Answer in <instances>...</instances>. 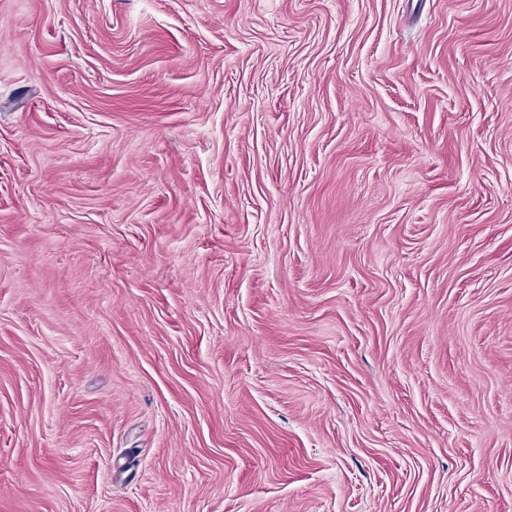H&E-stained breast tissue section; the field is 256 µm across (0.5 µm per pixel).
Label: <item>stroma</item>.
I'll list each match as a JSON object with an SVG mask.
<instances>
[{
    "mask_svg": "<svg viewBox=\"0 0 512 512\" xmlns=\"http://www.w3.org/2000/svg\"><path fill=\"white\" fill-rule=\"evenodd\" d=\"M0 512H512V0H0Z\"/></svg>",
    "mask_w": 512,
    "mask_h": 512,
    "instance_id": "stroma-1",
    "label": "stroma"
}]
</instances>
